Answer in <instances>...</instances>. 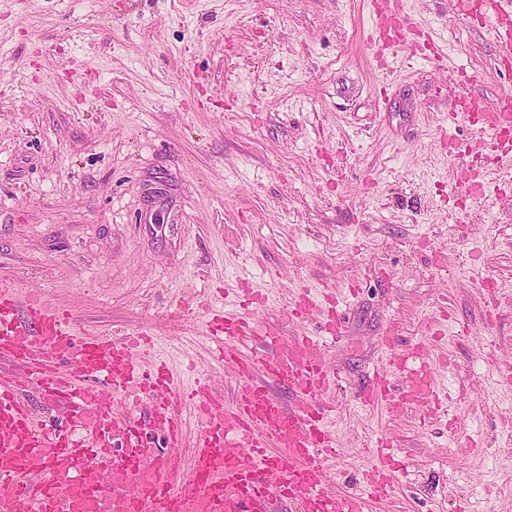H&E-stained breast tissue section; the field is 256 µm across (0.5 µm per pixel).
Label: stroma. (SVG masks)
I'll list each match as a JSON object with an SVG mask.
<instances>
[{
  "label": "stroma",
  "mask_w": 512,
  "mask_h": 512,
  "mask_svg": "<svg viewBox=\"0 0 512 512\" xmlns=\"http://www.w3.org/2000/svg\"><path fill=\"white\" fill-rule=\"evenodd\" d=\"M367 0H0V278L76 336L146 331L217 389L202 305L227 281L343 297L328 483L402 462L369 512H512V169L465 115L512 92L494 18L406 0L377 53ZM483 182V195L472 186ZM422 344L459 421L364 407L386 343ZM370 447L372 448L367 453L366 475L371 490L369 495H373L384 492L390 483L396 463L386 436L378 437Z\"/></svg>",
  "instance_id": "obj_1"
}]
</instances>
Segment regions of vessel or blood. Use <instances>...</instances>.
I'll return each mask as SVG.
<instances>
[{"label":"vessel or blood","instance_id":"vessel-or-blood-1","mask_svg":"<svg viewBox=\"0 0 512 512\" xmlns=\"http://www.w3.org/2000/svg\"><path fill=\"white\" fill-rule=\"evenodd\" d=\"M501 59L512 58V0H489ZM376 22L368 39L385 46L403 23L401 0H371ZM463 111L479 114L484 129L512 126V95L493 111L470 101ZM70 310L38 296L20 298L14 283L0 279V358H8L35 383L40 396L62 406L68 424L37 421L16 379L0 378V512H276L293 503L301 512H366L367 492L389 485L395 459L387 437L367 453V490L327 487L325 463L339 453L330 428L325 394L337 372L326 342L261 325L235 310H221L209 324L211 352L241 383L225 401L205 377L184 385L167 359L151 356L152 337H76ZM71 358L61 372L60 355ZM418 367L397 385L391 369L407 359ZM422 348L391 354L387 368L363 385L366 402L388 409L414 401L429 415L456 421L457 408L437 390ZM288 391L283 406L272 388ZM147 393L144 418L123 409ZM189 411L198 427L189 462L177 450ZM162 432L164 453L145 445L143 426ZM125 445L114 450L112 438Z\"/></svg>","mask_w":512,"mask_h":512}]
</instances>
